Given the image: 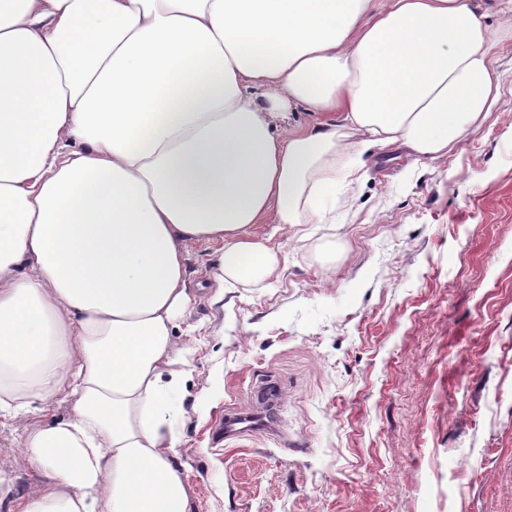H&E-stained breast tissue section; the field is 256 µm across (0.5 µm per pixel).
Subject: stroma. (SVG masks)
I'll use <instances>...</instances> for the list:
<instances>
[{
	"label": "stroma",
	"instance_id": "1",
	"mask_svg": "<svg viewBox=\"0 0 512 512\" xmlns=\"http://www.w3.org/2000/svg\"><path fill=\"white\" fill-rule=\"evenodd\" d=\"M495 68L496 111L447 157L370 149L331 223L250 225L280 260L260 285L212 301L223 246H189L171 407L193 512H512V42ZM268 379L285 444L213 439ZM44 422L0 420L15 501L44 489L22 442Z\"/></svg>",
	"mask_w": 512,
	"mask_h": 512
}]
</instances>
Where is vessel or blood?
I'll use <instances>...</instances> for the list:
<instances>
[{
	"label": "vessel or blood",
	"instance_id": "obj_1",
	"mask_svg": "<svg viewBox=\"0 0 512 512\" xmlns=\"http://www.w3.org/2000/svg\"><path fill=\"white\" fill-rule=\"evenodd\" d=\"M278 402V384L265 382L255 390L251 407L225 410L216 426L217 436L224 440L239 439L255 433L279 436V426L271 415Z\"/></svg>",
	"mask_w": 512,
	"mask_h": 512
}]
</instances>
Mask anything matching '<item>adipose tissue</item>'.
<instances>
[{
	"label": "adipose tissue",
	"mask_w": 512,
	"mask_h": 512,
	"mask_svg": "<svg viewBox=\"0 0 512 512\" xmlns=\"http://www.w3.org/2000/svg\"><path fill=\"white\" fill-rule=\"evenodd\" d=\"M510 37L512 0H0V416L73 403L24 436L21 512H191L189 245L223 242L218 288L268 278L247 227L322 223L349 152L447 156ZM339 112H307L304 108L297 107L296 111L289 113L288 122L299 132L310 130L316 123H328L336 125L340 122Z\"/></svg>",
	"instance_id": "1"
}]
</instances>
